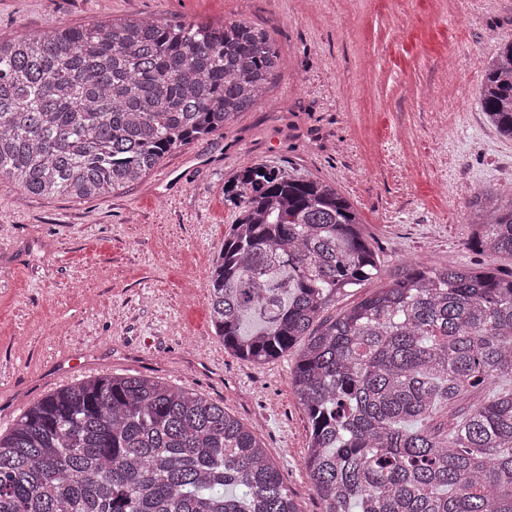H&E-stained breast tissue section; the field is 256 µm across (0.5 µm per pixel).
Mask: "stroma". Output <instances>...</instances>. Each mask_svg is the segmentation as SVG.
I'll list each match as a JSON object with an SVG mask.
<instances>
[{"label":"stroma","mask_w":512,"mask_h":512,"mask_svg":"<svg viewBox=\"0 0 512 512\" xmlns=\"http://www.w3.org/2000/svg\"><path fill=\"white\" fill-rule=\"evenodd\" d=\"M130 17L245 20L283 65L252 111L119 193L25 198L0 180V432L60 387L144 375L223 405L261 436L298 512H322L294 356L240 359L210 322L206 272L236 217L224 187L246 160L298 169L350 201L387 269L511 271L466 247L465 205L486 186L512 199V138L479 104L512 0H0V38Z\"/></svg>","instance_id":"1"}]
</instances>
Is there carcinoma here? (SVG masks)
Returning <instances> with one entry per match:
<instances>
[{"instance_id":"cac0c4a2","label":"carcinoma","mask_w":512,"mask_h":512,"mask_svg":"<svg viewBox=\"0 0 512 512\" xmlns=\"http://www.w3.org/2000/svg\"><path fill=\"white\" fill-rule=\"evenodd\" d=\"M280 67L269 32L242 20L136 18L0 40V179L23 196L114 194L251 111ZM480 105L512 138V43L486 70ZM226 201L237 218L206 278L211 323L225 349L259 364L309 336L290 380L323 512H512V274L405 263L324 320L338 295L382 276L349 201L260 162L240 167ZM467 213L470 248L512 257V199L483 188ZM476 389L488 398L450 431L426 427ZM0 512L298 510L260 438L224 406L104 376L45 396L0 434ZM385 281L386 280H384V278L371 279L362 282L359 286L354 288H348L346 292L336 298V302L334 304L327 308L323 315L324 318H336L347 309L371 296Z\"/></svg>"}]
</instances>
